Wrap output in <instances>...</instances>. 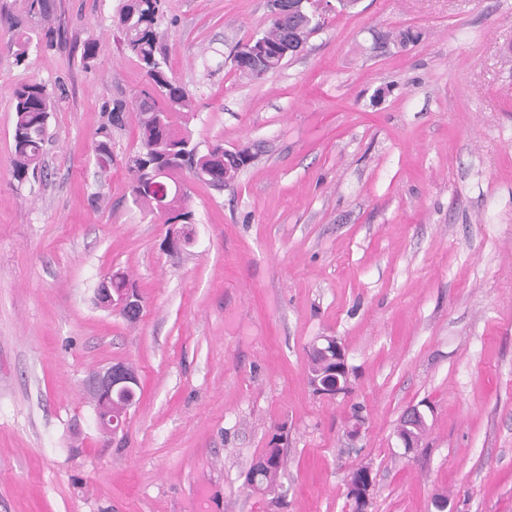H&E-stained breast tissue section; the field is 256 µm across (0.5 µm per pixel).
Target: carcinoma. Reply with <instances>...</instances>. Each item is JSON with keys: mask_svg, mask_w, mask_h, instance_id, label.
<instances>
[{"mask_svg": "<svg viewBox=\"0 0 512 512\" xmlns=\"http://www.w3.org/2000/svg\"><path fill=\"white\" fill-rule=\"evenodd\" d=\"M162 18V0H120L113 19L122 36L123 49L143 67L151 87V94L139 105L140 144L128 155L126 169L134 202L147 208L149 213L165 218V223L169 224L172 217L160 209L157 198L140 189V184L152 179L153 169L167 171V185L171 193L169 201L178 210L181 223L190 224L193 215L184 207L187 193L179 173L185 167L191 171L198 169L203 174L212 171V157L223 146L217 144L201 154L190 136L177 135L171 128L170 114L188 111L191 96L185 86L169 75L164 61L158 57L160 43L166 34L161 28ZM321 26L320 19L314 18L304 24L302 19L291 14L284 18L272 16L263 35L251 36L244 47L256 46L261 38L270 47H276L287 39L301 43ZM31 43L29 33H16L10 43L16 63L26 61ZM60 101L61 96L43 83L25 84L14 91L12 166L18 181L22 182L28 174L35 175L42 170L49 120ZM121 122V106L118 105L106 114L105 121L96 131L94 151L101 168L112 164V128ZM283 444L284 435L276 433L272 436L269 448L246 474V482L251 488L262 492L275 490L286 463Z\"/></svg>", "mask_w": 512, "mask_h": 512, "instance_id": "carcinoma-1", "label": "carcinoma"}]
</instances>
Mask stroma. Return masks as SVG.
Wrapping results in <instances>:
<instances>
[{
  "mask_svg": "<svg viewBox=\"0 0 512 512\" xmlns=\"http://www.w3.org/2000/svg\"><path fill=\"white\" fill-rule=\"evenodd\" d=\"M50 4L45 20L0 0V512H350L361 465L367 512H512V0H330L261 80L233 56L268 0H165L163 55L193 98L175 130L256 152L223 191L184 177L196 239L174 253L177 226L130 194L147 78L119 0ZM47 27L53 46L16 64L13 30ZM34 82L64 100L45 178L21 183L12 93ZM117 101L103 172L93 142ZM117 270L136 321L93 302ZM320 336L347 349L348 395L308 384ZM117 362L141 394L106 438L84 381ZM423 401L427 432L398 456ZM280 427V488L254 491L244 473ZM420 407H426L431 409V407L427 403H422L418 406L410 407L402 416V421L408 422L407 426H409L412 430L404 429V434L401 432L398 437V441L401 448H408V453L414 451L419 447L420 441L427 430V424H425L424 429L420 432L419 435L415 431H419L420 422H421V412ZM347 497L352 512H364L369 504L370 493L373 490V471L366 466L361 475L347 482Z\"/></svg>",
  "mask_w": 512,
  "mask_h": 512,
  "instance_id": "35a3bbf8",
  "label": "stroma"
}]
</instances>
